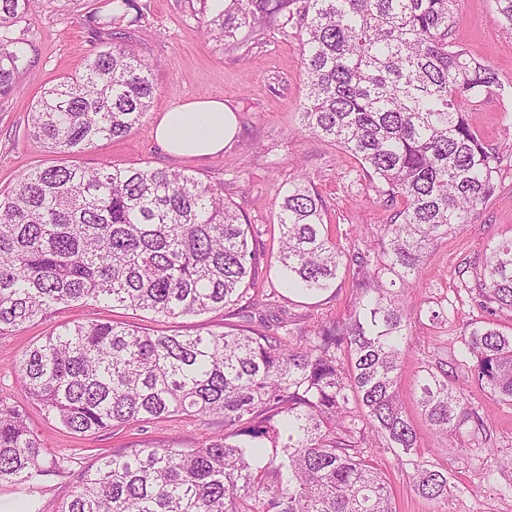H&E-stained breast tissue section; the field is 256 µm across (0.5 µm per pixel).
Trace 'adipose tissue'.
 Listing matches in <instances>:
<instances>
[{
  "label": "adipose tissue",
  "mask_w": 512,
  "mask_h": 512,
  "mask_svg": "<svg viewBox=\"0 0 512 512\" xmlns=\"http://www.w3.org/2000/svg\"><path fill=\"white\" fill-rule=\"evenodd\" d=\"M236 134L232 108L220 99H197L162 112L154 137L173 156L208 160L221 155Z\"/></svg>",
  "instance_id": "1"
}]
</instances>
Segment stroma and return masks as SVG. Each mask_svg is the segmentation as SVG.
Here are the masks:
<instances>
[{
    "label": "stroma",
    "instance_id": "35a3bbf8",
    "mask_svg": "<svg viewBox=\"0 0 512 512\" xmlns=\"http://www.w3.org/2000/svg\"><path fill=\"white\" fill-rule=\"evenodd\" d=\"M144 20L129 29L127 44L154 65L156 92L142 126L120 138L104 140L80 154L51 152L27 132L29 114L43 93L60 78L82 72L92 50L110 46V37L89 17L101 0H34L12 28L26 43L31 59L17 92L0 96V190L13 186L30 169L52 165L156 167L181 171L202 182L223 186L258 235L263 253L260 275L249 289L259 296L283 293V303L298 321L346 318L355 300L348 272L314 296L285 291L275 256L279 229L275 205L290 181L305 175L327 206L329 231L343 248L360 242L365 227L385 223L390 210L371 187L356 161L342 149L304 132L300 107L307 93L301 57L293 38L274 34L259 43L230 51L207 37L197 23L198 0H146ZM453 41L493 65L512 87V28L501 24L495 0H456ZM224 99L237 124L234 139L210 160L173 157L157 143L153 127L168 107L190 99ZM487 145L512 146V96L486 97L471 115ZM512 237V156L504 161L494 194L474 223L441 239L428 252L416 284L405 291L409 335L400 370L403 408L418 430V448L426 460L448 468L452 493L447 502L422 497L394 452L371 449L375 464L389 479L396 512H512V402L490 396L472 370L460 374L459 386L484 420L487 437L467 432L454 438L433 433L417 406L414 380L421 367L449 358L469 324L486 320L477 294L465 284L489 244ZM136 321L153 327L150 314L105 310L94 302L62 306L12 336L0 338V397L18 405L37 432L45 470L35 489L0 486V512H57L83 469L98 456L130 452L146 445L194 448L204 425L193 417L143 423L120 433L79 438L44 416L27 397L14 363L27 349L62 323L103 319ZM66 460L65 469L55 463Z\"/></svg>",
    "mask_w": 512,
    "mask_h": 512
}]
</instances>
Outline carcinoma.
<instances>
[{
    "mask_svg": "<svg viewBox=\"0 0 512 512\" xmlns=\"http://www.w3.org/2000/svg\"><path fill=\"white\" fill-rule=\"evenodd\" d=\"M456 0H201L203 32L240 46L269 32L297 42L307 76L302 127L342 148L393 212L373 242L343 250L305 176L278 202L276 261L288 287L313 295L352 273L348 318L294 331L224 323L183 334L135 322H69L14 364L28 397L77 436L174 417L211 418L199 447L138 448L102 457L58 512H395L388 478L364 456L368 437L410 469L418 492L445 503L450 473L426 460L399 399L408 337L405 289L427 250L476 219L504 154L469 119L504 93L496 69L449 40ZM90 21L112 47L88 57L37 102L30 134L81 153L142 125L152 68L125 43L143 17L136 0H106ZM30 0H0V96L19 89L29 60L11 27ZM136 11L129 17L130 11ZM261 251L223 189L151 167L37 166L0 194V338L52 308L93 301L171 324L245 302ZM469 291L489 314L512 309V238L489 247ZM481 388L512 402V334L491 321L463 334L457 359L427 365L418 406L434 432L484 420L456 385L459 359ZM355 406H350V403ZM42 444L0 398V485L32 489Z\"/></svg>",
    "mask_w": 512,
    "mask_h": 512,
    "instance_id": "carcinoma-1",
    "label": "carcinoma"
}]
</instances>
